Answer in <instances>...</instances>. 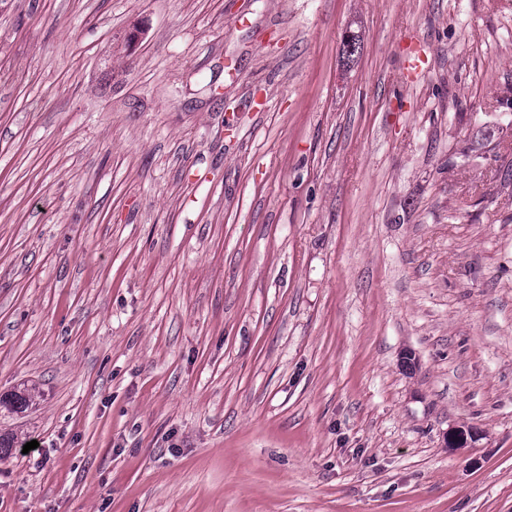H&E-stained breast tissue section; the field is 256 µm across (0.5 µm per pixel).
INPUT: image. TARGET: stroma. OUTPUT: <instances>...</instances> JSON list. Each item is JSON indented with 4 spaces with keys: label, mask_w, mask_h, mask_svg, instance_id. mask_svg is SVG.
<instances>
[{
    "label": "stroma",
    "mask_w": 512,
    "mask_h": 512,
    "mask_svg": "<svg viewBox=\"0 0 512 512\" xmlns=\"http://www.w3.org/2000/svg\"><path fill=\"white\" fill-rule=\"evenodd\" d=\"M24 387L0 512H512V0H0ZM428 54L429 50L419 44L403 59L400 70L406 83H418L426 77L429 71Z\"/></svg>",
    "instance_id": "1"
}]
</instances>
